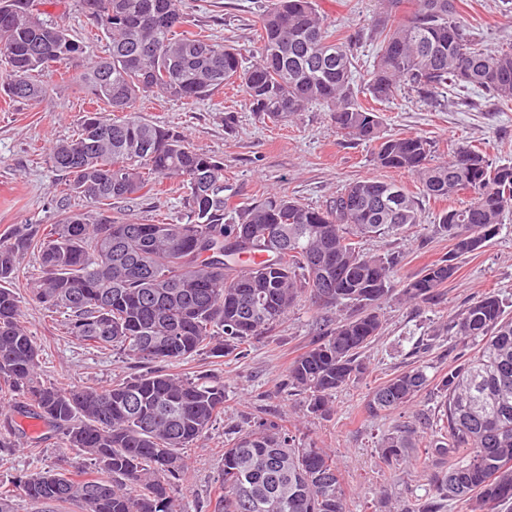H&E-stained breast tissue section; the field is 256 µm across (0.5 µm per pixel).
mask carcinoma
Returning a JSON list of instances; mask_svg holds the SVG:
<instances>
[{"label":"carcinoma","instance_id":"cac0c4a2","mask_svg":"<svg viewBox=\"0 0 512 512\" xmlns=\"http://www.w3.org/2000/svg\"><path fill=\"white\" fill-rule=\"evenodd\" d=\"M369 37L379 49L364 83L354 77L361 33H338L315 0H270L260 15L255 62L227 44L185 28L179 0H77L109 54L76 77L93 99L78 132L52 147L67 194L107 206L151 192L162 179L185 189L184 220L154 224L94 218L62 209L47 232L33 224L0 237V448L16 417L62 432L65 445L93 461L95 475L66 468L23 469L13 487L39 505L69 503L77 512H187L172 496L189 466L181 450L202 439L224 413V382L155 370L109 387L59 386L39 374L40 349L10 285L19 257L38 255L28 286L33 301L65 314L67 334L136 363L173 364L200 351L222 357L272 328L306 298L351 307L319 327L316 343L288 367L286 386L309 413L333 411L336 393L366 374L362 352L380 335L381 305L395 295L426 301L456 279V259L496 236L512 209V165H496L479 148L459 147L431 163L421 136L386 137L378 102L407 88L433 96L451 85L477 88L512 105V45L491 49L470 39L459 0H382ZM43 0H0V91L37 100L40 77L93 53L90 42L48 24ZM241 84L252 111L278 122L315 103L336 131L374 145L378 167L415 176L424 194L467 205L442 211L436 230L453 242L448 258L395 283L398 261L371 254L361 240L400 235L421 223L401 184L368 178L346 185L323 209L277 194L233 205L224 194V162L181 136L132 113L138 99L163 93L202 100L226 83ZM448 332L482 338L476 354L438 381L443 414L432 435L398 424L378 442L384 460L407 461L410 448L434 495L402 512H442L458 502L469 512H500L512 503V313L486 292L453 318ZM414 366L380 385L369 411L410 406L428 385ZM292 430L260 418L224 448L213 512H349L336 463L324 448H295ZM466 451L445 471L431 458Z\"/></svg>","mask_w":512,"mask_h":512}]
</instances>
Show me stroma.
<instances>
[{"instance_id": "obj_1", "label": "stroma", "mask_w": 512, "mask_h": 512, "mask_svg": "<svg viewBox=\"0 0 512 512\" xmlns=\"http://www.w3.org/2000/svg\"><path fill=\"white\" fill-rule=\"evenodd\" d=\"M462 2L461 16L471 37L490 47L512 43V0ZM265 4L266 0H182L181 8L190 29L205 30L235 45L249 59L258 46V18ZM317 4L331 28L361 33L354 56L358 71H365L377 43L364 32L377 17L379 0H317ZM46 81L49 90L36 101L13 100L0 93V234L16 224L56 223L65 206L80 212L89 209L84 199H62V178L49 153L56 142L76 133L92 102L67 77L50 74ZM377 109L385 135L427 138L435 147L434 161L447 160L449 147L478 145L493 163L512 164V108H502L480 91L451 86L429 98L405 90ZM135 111L146 122L185 136L195 147L222 158L227 193L237 203L278 192L305 206L323 208L356 180L374 177L401 183L415 196L420 227L362 241L368 252L398 256V280L417 275L452 249L448 238L435 229L443 203L424 196L414 176L379 168L372 146L338 133L323 106L310 105L288 121L273 123L251 111L243 88L227 86L193 102L152 93L137 101ZM182 212L183 191L172 179L164 181L159 192L113 201L107 214L115 220L151 223L180 218ZM459 266L457 278L437 298L393 299L382 305V332L365 353L369 370L337 392L330 416L309 414L304 398L283 385L289 362L314 341L317 322L336 316L335 310L305 299L268 339L224 357L199 353L169 365L172 373L185 377L207 373L224 382L223 414L206 438L184 451L190 463L188 479L177 485L175 493L188 512H209L222 474L225 443L247 418L263 413L292 424L296 446L313 444L332 452L350 512H393L404 501L417 503L430 495V483L421 469L407 462H385L378 442L393 425L436 419L443 397L435 379L477 351V342L448 333L449 318L485 292L512 301V211L504 214L497 235L477 253L460 259ZM18 269L14 290L23 318L42 348V380L106 387L147 371V364L132 363L65 336L64 314L46 310L29 295L27 281L39 270L36 253L22 256ZM419 364L425 366L431 383L416 402L389 416L369 414L373 391L393 374ZM23 427L25 432L16 437L14 447L0 450V481L9 482L33 461L75 472L89 470L84 457L66 448L61 433L40 437L31 422Z\"/></svg>"}]
</instances>
